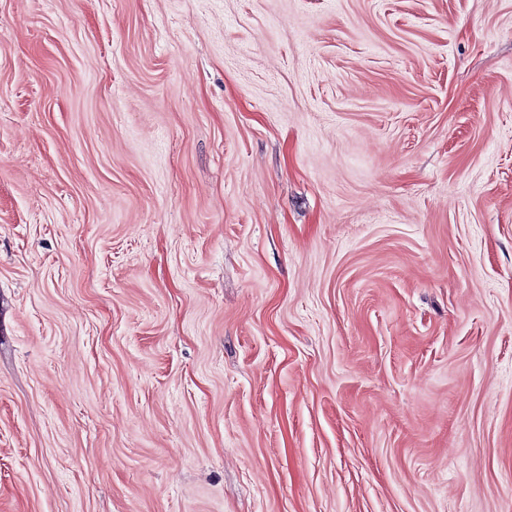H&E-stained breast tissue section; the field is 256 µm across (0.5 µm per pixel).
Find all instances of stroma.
<instances>
[{"label": "stroma", "instance_id": "stroma-1", "mask_svg": "<svg viewBox=\"0 0 512 512\" xmlns=\"http://www.w3.org/2000/svg\"><path fill=\"white\" fill-rule=\"evenodd\" d=\"M0 512H512V0H0Z\"/></svg>", "mask_w": 512, "mask_h": 512}]
</instances>
